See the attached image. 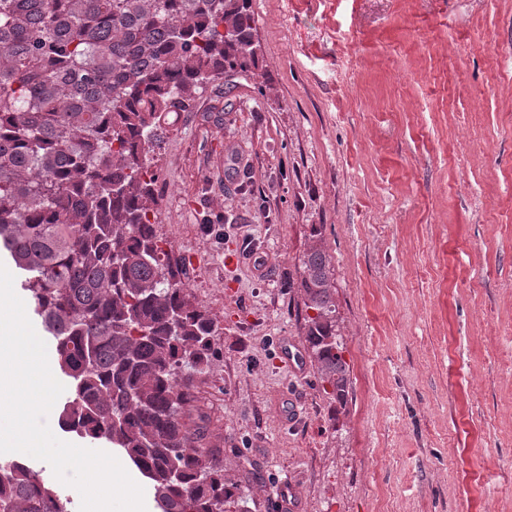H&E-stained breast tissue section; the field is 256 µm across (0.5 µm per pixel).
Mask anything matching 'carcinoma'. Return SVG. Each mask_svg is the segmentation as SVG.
Here are the masks:
<instances>
[{
	"label": "carcinoma",
	"mask_w": 512,
	"mask_h": 512,
	"mask_svg": "<svg viewBox=\"0 0 512 512\" xmlns=\"http://www.w3.org/2000/svg\"><path fill=\"white\" fill-rule=\"evenodd\" d=\"M252 0H0V255L73 380L63 428L124 452L161 512H242L240 488L187 420L216 322L157 234L149 154L219 76L258 66ZM297 289L321 391L352 390L329 253ZM40 472L0 458V512H72Z\"/></svg>",
	"instance_id": "1"
}]
</instances>
